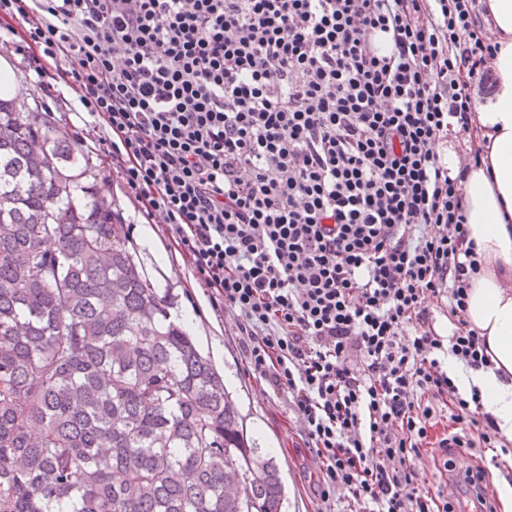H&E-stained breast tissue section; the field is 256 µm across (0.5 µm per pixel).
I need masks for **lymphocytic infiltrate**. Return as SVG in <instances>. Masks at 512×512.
<instances>
[{"label": "lymphocytic infiltrate", "mask_w": 512, "mask_h": 512, "mask_svg": "<svg viewBox=\"0 0 512 512\" xmlns=\"http://www.w3.org/2000/svg\"><path fill=\"white\" fill-rule=\"evenodd\" d=\"M494 27L487 0H0V47L80 88L346 512H456L418 463L512 453L439 358L489 363L466 318L481 265L463 183L491 145Z\"/></svg>", "instance_id": "lymphocytic-infiltrate-1"}]
</instances>
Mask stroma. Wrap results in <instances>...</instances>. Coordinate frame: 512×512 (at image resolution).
Returning a JSON list of instances; mask_svg holds the SVG:
<instances>
[{
    "label": "stroma",
    "instance_id": "35a3bbf8",
    "mask_svg": "<svg viewBox=\"0 0 512 512\" xmlns=\"http://www.w3.org/2000/svg\"><path fill=\"white\" fill-rule=\"evenodd\" d=\"M5 56L29 96L47 104L56 125L68 129L77 147L93 156L98 165L96 189L102 190L105 198L116 200L124 216L132 219V246L154 285L169 289L174 299L172 320L189 323L200 349L223 375L248 433L259 447L270 449L277 462L284 483L285 512H341L340 497L322 498L314 486L315 464L301 441L287 395L264 390L251 374L232 316L213 306L210 290L177 251L166 225L147 223L140 215L137 201L126 191L100 145L101 133L88 130L76 117L78 102L70 96L69 85L51 86L31 77L26 50L13 47Z\"/></svg>",
    "mask_w": 512,
    "mask_h": 512
}]
</instances>
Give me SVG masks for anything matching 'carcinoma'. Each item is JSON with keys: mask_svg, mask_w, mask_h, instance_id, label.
I'll return each mask as SVG.
<instances>
[{"mask_svg": "<svg viewBox=\"0 0 512 512\" xmlns=\"http://www.w3.org/2000/svg\"><path fill=\"white\" fill-rule=\"evenodd\" d=\"M93 176L50 113L0 98V512H282Z\"/></svg>", "mask_w": 512, "mask_h": 512, "instance_id": "carcinoma-1", "label": "carcinoma"}]
</instances>
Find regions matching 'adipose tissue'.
<instances>
[{
    "label": "adipose tissue",
    "mask_w": 512,
    "mask_h": 512,
    "mask_svg": "<svg viewBox=\"0 0 512 512\" xmlns=\"http://www.w3.org/2000/svg\"><path fill=\"white\" fill-rule=\"evenodd\" d=\"M503 38L493 68L501 87L481 119L492 135L487 163L465 182L469 237L481 272L471 280L466 317L485 336L491 365L459 374L460 393L479 391L485 411L512 440V0H488Z\"/></svg>",
    "instance_id": "obj_1"
}]
</instances>
